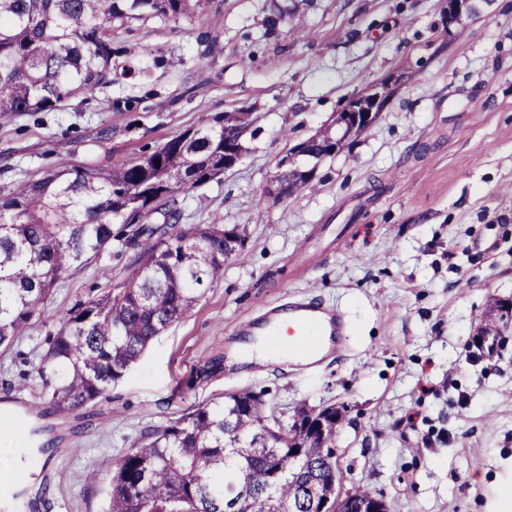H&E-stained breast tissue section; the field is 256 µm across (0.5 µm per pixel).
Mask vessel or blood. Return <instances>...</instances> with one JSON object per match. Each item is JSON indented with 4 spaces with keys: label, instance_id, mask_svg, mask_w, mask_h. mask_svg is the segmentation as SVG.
Instances as JSON below:
<instances>
[{
    "label": "vessel or blood",
    "instance_id": "obj_1",
    "mask_svg": "<svg viewBox=\"0 0 512 512\" xmlns=\"http://www.w3.org/2000/svg\"><path fill=\"white\" fill-rule=\"evenodd\" d=\"M283 328L290 337V355L307 369L342 354L347 346L348 326L344 316L313 300L271 309L260 318L243 323L239 332L247 337L273 336Z\"/></svg>",
    "mask_w": 512,
    "mask_h": 512
}]
</instances>
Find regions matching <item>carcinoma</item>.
<instances>
[{"label": "carcinoma", "mask_w": 512, "mask_h": 512, "mask_svg": "<svg viewBox=\"0 0 512 512\" xmlns=\"http://www.w3.org/2000/svg\"><path fill=\"white\" fill-rule=\"evenodd\" d=\"M190 0H0V114L39 113L94 95L112 83V27L177 18ZM241 130L246 151L252 112L188 129L117 168L65 164L0 195V348L9 349L40 315L58 280L110 246L138 247L136 268L61 315L37 370L41 397L60 413L107 397L148 345L190 313L224 271L242 258L243 224H181L168 201L224 174V125ZM363 132L327 127L308 138L318 164ZM290 195L311 187L303 164H288ZM501 299L491 296L480 332L501 333ZM275 420L249 392L202 402L139 437L113 462L108 512H226L224 491L245 489L236 512H310L306 500L336 497V442L296 428L271 440ZM302 459L288 465V449ZM317 473L312 491L297 471Z\"/></svg>", "instance_id": "carcinoma-1"}]
</instances>
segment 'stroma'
Instances as JSON below:
<instances>
[{
    "label": "stroma",
    "instance_id": "stroma-1",
    "mask_svg": "<svg viewBox=\"0 0 512 512\" xmlns=\"http://www.w3.org/2000/svg\"><path fill=\"white\" fill-rule=\"evenodd\" d=\"M297 7L310 37L275 8ZM444 0H200L112 34V82L51 112L0 117V194L62 164L110 169L172 136L251 110L241 162L177 194L183 224H244L197 306L156 338L106 400L64 415L36 380L59 316L127 281L111 248L56 283L25 336L0 350V406L40 434L14 512H106L113 461L213 397L249 391L278 415L348 407L336 438L344 488L389 512H497L512 484V344L479 357L490 296H512V0L448 24ZM389 82L378 118L316 170L314 187L262 196L289 145ZM107 139H99L101 128ZM304 297L339 308L349 348L305 372L243 364L238 329Z\"/></svg>",
    "mask_w": 512,
    "mask_h": 512
}]
</instances>
